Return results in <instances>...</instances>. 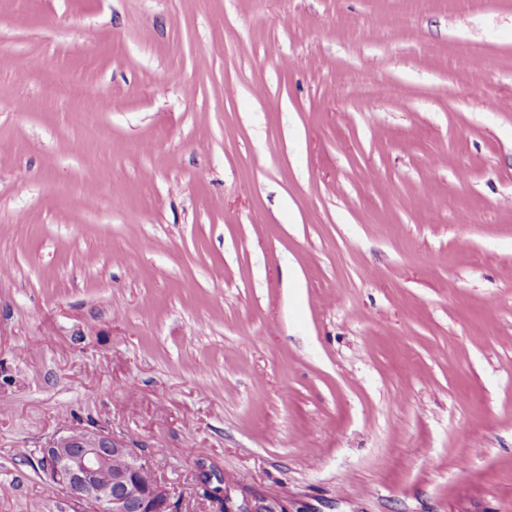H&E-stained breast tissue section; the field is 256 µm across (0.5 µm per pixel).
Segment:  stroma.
Here are the masks:
<instances>
[{"label":"stroma","instance_id":"obj_1","mask_svg":"<svg viewBox=\"0 0 512 512\" xmlns=\"http://www.w3.org/2000/svg\"><path fill=\"white\" fill-rule=\"evenodd\" d=\"M92 423L179 512H512V0H0V512ZM225 512H288L287 506L278 499L262 497L248 498L242 496L241 500L233 499L230 493L224 495Z\"/></svg>","mask_w":512,"mask_h":512}]
</instances>
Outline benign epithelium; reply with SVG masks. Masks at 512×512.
I'll return each mask as SVG.
<instances>
[{"instance_id": "obj_1", "label": "benign epithelium", "mask_w": 512, "mask_h": 512, "mask_svg": "<svg viewBox=\"0 0 512 512\" xmlns=\"http://www.w3.org/2000/svg\"><path fill=\"white\" fill-rule=\"evenodd\" d=\"M48 482L89 506L88 512H173L170 489L151 458L105 427H72L40 449ZM224 512H288L278 499H233L224 492Z\"/></svg>"}]
</instances>
